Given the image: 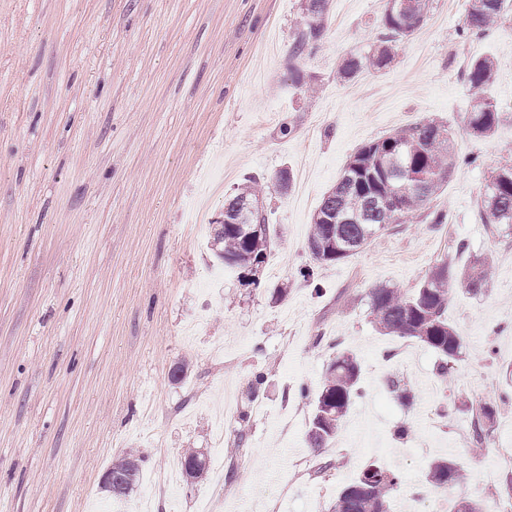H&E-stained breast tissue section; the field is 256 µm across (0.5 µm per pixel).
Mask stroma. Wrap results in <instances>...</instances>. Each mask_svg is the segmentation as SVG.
<instances>
[{"label": "stroma", "mask_w": 512, "mask_h": 512, "mask_svg": "<svg viewBox=\"0 0 512 512\" xmlns=\"http://www.w3.org/2000/svg\"><path fill=\"white\" fill-rule=\"evenodd\" d=\"M301 3L0 0V512H108L103 477L130 453L142 463L121 512H198L231 467L222 512H327L374 459L404 476L393 512H432L437 457L463 467L449 503L489 487L462 400L512 386V231L478 217L492 172L512 163V11L463 39L470 0H430L386 69L347 81L340 64L374 47L381 0H331L322 40L297 59ZM476 58L495 68L500 123L487 138L463 133L461 74ZM423 117L479 160L440 190L447 223L389 228L310 286V222L343 165ZM302 158L305 188L281 193L279 171ZM249 178L265 187L271 237L254 277L219 265L191 225ZM444 256L457 268L488 258L493 277L478 295L451 287L462 361L443 383L424 345L394 357L403 343L376 329L369 293L416 288ZM281 283L288 296L272 303ZM341 349L358 356L364 395L317 451L312 396ZM187 450L207 472L155 491L151 478Z\"/></svg>", "instance_id": "stroma-1"}]
</instances>
